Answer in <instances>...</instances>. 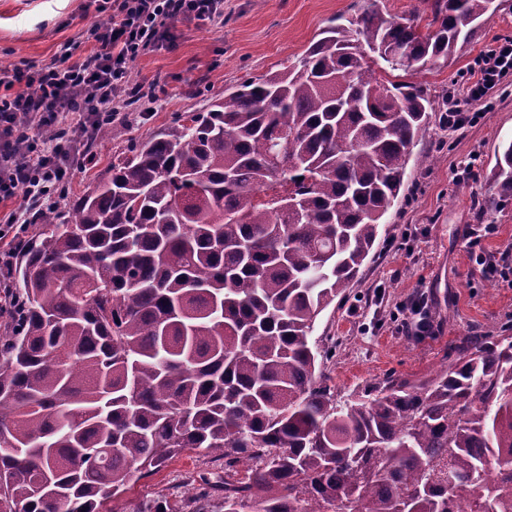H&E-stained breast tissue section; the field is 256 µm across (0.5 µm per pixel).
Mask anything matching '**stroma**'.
<instances>
[{"instance_id":"1","label":"stroma","mask_w":512,"mask_h":512,"mask_svg":"<svg viewBox=\"0 0 512 512\" xmlns=\"http://www.w3.org/2000/svg\"><path fill=\"white\" fill-rule=\"evenodd\" d=\"M395 18L431 19L428 0H224L217 22L183 20L174 28L173 46L131 63L133 81L162 76L153 111L128 108L123 141H99L94 164L74 169L69 203L107 177L115 155L166 128L177 113L204 111L248 78L281 70L301 57L337 15L354 17L369 5ZM94 0H0V65H50L61 45L74 58L91 52L89 13ZM512 40V0H499L470 42L448 64L413 74L433 96L465 97L469 70L485 45ZM481 120L457 131L433 113L415 143L403 186L379 227L377 240L344 298L317 319L312 333L333 354L324 372L338 396L363 392L389 376L417 380L450 365L462 337L496 336L512 328V288L482 272L468 256L465 234L476 224L496 225L480 247L512 265V202L483 214L481 203L495 191L493 171L501 144L512 141V77L482 103L467 102ZM425 294L433 320L429 336L405 335L397 313L410 310ZM211 458L187 450L129 486L105 512H134L146 498L172 501L193 495L191 476L213 469Z\"/></svg>"}]
</instances>
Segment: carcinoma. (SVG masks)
Segmentation results:
<instances>
[{
	"label": "carcinoma",
	"mask_w": 512,
	"mask_h": 512,
	"mask_svg": "<svg viewBox=\"0 0 512 512\" xmlns=\"http://www.w3.org/2000/svg\"><path fill=\"white\" fill-rule=\"evenodd\" d=\"M495 2L431 0L425 33L367 8L116 158L72 223L39 214L4 296L0 512H101L185 450L224 468L134 512H512L511 335L344 401L311 342L448 111L394 72L448 62ZM494 180L487 212L512 142Z\"/></svg>",
	"instance_id": "obj_1"
}]
</instances>
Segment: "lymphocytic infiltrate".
Returning <instances> with one entry per match:
<instances>
[{
    "mask_svg": "<svg viewBox=\"0 0 512 512\" xmlns=\"http://www.w3.org/2000/svg\"><path fill=\"white\" fill-rule=\"evenodd\" d=\"M110 8V22L90 25L96 48L83 59L64 46L46 67H0V202L26 204L0 216V241L65 202L73 170L94 161L103 126L124 121L127 105L155 102L154 88L133 82L131 62L173 43L176 20L224 16V0H112ZM511 74L512 41L488 46L469 72L468 99L486 98Z\"/></svg>",
    "mask_w": 512,
    "mask_h": 512,
    "instance_id": "f902f5d3",
    "label": "lymphocytic infiltrate"
}]
</instances>
